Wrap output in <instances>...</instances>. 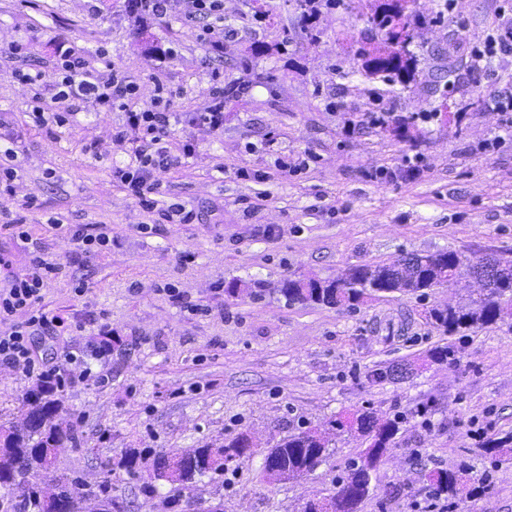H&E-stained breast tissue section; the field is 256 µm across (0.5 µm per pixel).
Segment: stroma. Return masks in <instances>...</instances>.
I'll return each mask as SVG.
<instances>
[{
    "label": "stroma",
    "instance_id": "35a3bbf8",
    "mask_svg": "<svg viewBox=\"0 0 512 512\" xmlns=\"http://www.w3.org/2000/svg\"><path fill=\"white\" fill-rule=\"evenodd\" d=\"M396 4L410 34L403 83L364 65L365 51L389 49L377 18ZM188 9L169 0L165 18L145 23L124 0H0V165L16 173L12 190L0 186V253L12 275L37 256L60 264L40 306L72 325L39 337L35 357L59 368V415L79 441L32 482L46 488L67 473L93 490L126 449L174 455L243 432L257 450L224 475L150 490L117 469L111 495L128 512H206L214 502L224 512H300L333 491L364 441L338 435L313 473L275 484L260 479L265 448L370 407L406 422L359 512H414L431 494L428 473L462 462L493 480L455 512H512V461L492 467L471 436L512 431L511 327L462 339L455 365L366 378L442 342L428 311L474 292L468 274L353 310L279 291L288 278L334 280L442 250L512 262V131L494 109L512 93V52L491 57L480 77L469 57L500 16L512 17V0H340L311 17L302 0H224L220 58L183 25ZM62 41L133 82L140 109L170 92L174 162L153 210L114 175L139 136L122 112L90 100L64 123H34V107L54 109L50 51ZM36 69L37 91L19 79ZM216 73L227 91L220 130L191 118ZM382 111L386 124H367ZM175 204L195 212L193 223L167 218ZM18 222L32 241L12 234ZM79 224L105 225L109 249L71 243ZM100 347V359H67ZM36 382L0 363V423L18 420Z\"/></svg>",
    "mask_w": 512,
    "mask_h": 512
}]
</instances>
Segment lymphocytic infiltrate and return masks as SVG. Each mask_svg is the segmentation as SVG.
<instances>
[{
  "instance_id": "1",
  "label": "lymphocytic infiltrate",
  "mask_w": 512,
  "mask_h": 512,
  "mask_svg": "<svg viewBox=\"0 0 512 512\" xmlns=\"http://www.w3.org/2000/svg\"><path fill=\"white\" fill-rule=\"evenodd\" d=\"M190 3L186 22L197 24L199 39L209 45L212 53H223L224 31L219 23L224 19V0H190ZM54 53L60 61L54 100L62 109L48 115L43 110H35V121L64 122L66 115L72 114L76 101L91 97L103 106L120 109L126 124L138 129L141 137L129 164L116 170L115 175L141 206L152 208V196L159 186L155 174L167 170L173 163L167 141L171 112L138 110L135 86L119 73H101L60 46L55 47ZM58 270V264L38 256L33 259L26 278L12 280L9 287L0 289V360L29 373L39 372L43 377L57 375L58 369L37 366L31 342L36 336L61 335L66 328L63 318L47 314L38 307L44 279Z\"/></svg>"
}]
</instances>
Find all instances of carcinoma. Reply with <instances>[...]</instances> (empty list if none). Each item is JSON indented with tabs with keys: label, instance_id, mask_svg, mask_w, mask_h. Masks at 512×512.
<instances>
[{
	"label": "carcinoma",
	"instance_id": "1",
	"mask_svg": "<svg viewBox=\"0 0 512 512\" xmlns=\"http://www.w3.org/2000/svg\"><path fill=\"white\" fill-rule=\"evenodd\" d=\"M500 274L492 288L476 298L456 305L430 311L435 327L448 336L465 337L466 332L493 324H512V263L496 260ZM473 262H464L454 251L415 254L408 262L379 263L356 266L348 270V287L314 277L288 279L280 288L289 301L313 302L330 307L355 309L365 298L378 293L414 295L448 284L461 275V268H471ZM459 348L454 344L437 345L429 349L421 361L436 365H452L458 361ZM59 383L51 378L41 381L31 390L23 406L24 418L37 417L38 423L29 426V432L0 426V485L11 486L16 476L28 477L45 468L48 455L45 449L55 447L61 440L76 442L74 426L63 424L58 418V405L53 399ZM404 423V417L378 415L364 407L348 421L336 419L330 428L321 431L309 428L280 439L266 455L262 480L267 483L291 480L314 471L327 456L331 444L330 429L356 432L367 443L359 456L348 465L347 475L336 482L333 493L320 500L303 503L300 512H358L362 501L369 496L371 482L383 458L391 449L395 436ZM484 454L497 466L512 456V434L489 439L481 444ZM253 453L247 436L235 437L214 448L204 445L199 456L191 459L182 454L166 456L167 471L152 472L148 477L170 484H183L197 477L221 475L228 465ZM142 452L129 450L122 455L118 466L134 474L144 467ZM434 494L450 503L462 497L482 495L488 489L487 478L473 477L465 464L441 469L429 475Z\"/></svg>",
	"mask_w": 512,
	"mask_h": 512
}]
</instances>
